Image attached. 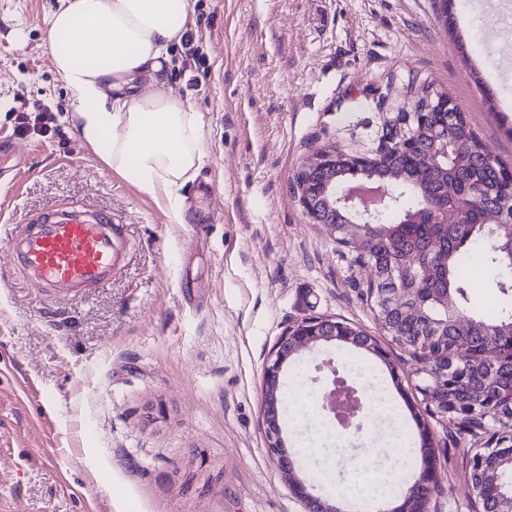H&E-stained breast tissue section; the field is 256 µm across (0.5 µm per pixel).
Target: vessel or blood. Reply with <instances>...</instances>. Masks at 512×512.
I'll use <instances>...</instances> for the list:
<instances>
[{"label": "vessel or blood", "mask_w": 512, "mask_h": 512, "mask_svg": "<svg viewBox=\"0 0 512 512\" xmlns=\"http://www.w3.org/2000/svg\"><path fill=\"white\" fill-rule=\"evenodd\" d=\"M9 246L38 287L80 297L111 279L129 243L111 213L92 217L72 204L35 218Z\"/></svg>", "instance_id": "1"}]
</instances>
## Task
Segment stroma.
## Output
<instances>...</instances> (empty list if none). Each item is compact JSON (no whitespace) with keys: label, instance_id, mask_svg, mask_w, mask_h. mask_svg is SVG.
Segmentation results:
<instances>
[{"label":"stroma","instance_id":"35a3bbf8","mask_svg":"<svg viewBox=\"0 0 512 512\" xmlns=\"http://www.w3.org/2000/svg\"><path fill=\"white\" fill-rule=\"evenodd\" d=\"M56 5L0 0V142L26 159L0 158V512H307L267 451L262 386L280 337L309 316L386 353L321 342L284 364L281 391L298 399L283 440L309 492L343 506L352 473L381 479L397 436L424 426L429 512H482L467 462L487 433L427 411L420 363L377 321L371 268L310 223L293 180L321 148L374 155L407 85L448 92L512 163V34L486 40L512 0H454L453 29L441 0H194L199 52L174 50L167 85L207 131L182 224L71 134L47 38ZM67 201L111 212L131 242L102 288L73 299L31 284L8 248ZM329 359L348 385L365 388L362 362L383 387L350 435L317 407Z\"/></svg>","mask_w":512,"mask_h":512}]
</instances>
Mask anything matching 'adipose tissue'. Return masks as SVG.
Instances as JSON below:
<instances>
[{"mask_svg": "<svg viewBox=\"0 0 512 512\" xmlns=\"http://www.w3.org/2000/svg\"><path fill=\"white\" fill-rule=\"evenodd\" d=\"M192 13L193 0H58L47 21L75 136L176 224L180 190L206 159L200 112L165 89L169 49Z\"/></svg>", "mask_w": 512, "mask_h": 512, "instance_id": "obj_1", "label": "adipose tissue"}]
</instances>
